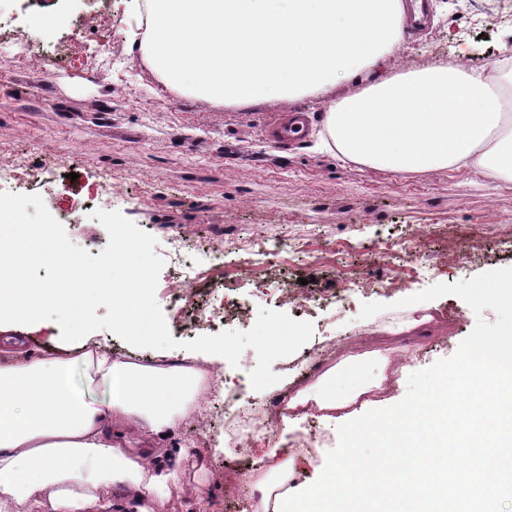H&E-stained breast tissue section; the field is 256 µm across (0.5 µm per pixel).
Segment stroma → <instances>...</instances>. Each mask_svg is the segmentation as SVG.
<instances>
[{"mask_svg":"<svg viewBox=\"0 0 512 512\" xmlns=\"http://www.w3.org/2000/svg\"><path fill=\"white\" fill-rule=\"evenodd\" d=\"M427 22L404 35L378 69L358 85L403 69L460 64L496 69L512 53V0H422ZM50 30L28 18L32 48L20 57L0 32V165L33 170L11 192L40 195L72 243L96 256L108 243L87 208L120 212L158 240L224 254L223 321L200 319L191 298L173 301L182 280L166 263L156 289L174 340L249 330L259 308L312 322L311 338L277 359L278 383L254 390L257 354L238 364L202 353L223 395L200 418L182 423L165 442L175 474L169 499L150 512H255L253 474L270 448L290 455L295 485L305 490L334 469L377 462L382 451L363 432L380 414L430 392L447 394L440 371L466 362L476 341L512 325V306L474 298L472 289L512 271V181L492 180L470 166L420 174L380 171L322 149L323 101L305 97L227 107L171 85L147 63L138 21L144 0H48ZM51 56L50 74L41 59ZM305 112L310 130L283 147L266 124ZM112 194L99 195L103 176ZM51 321L0 330L27 350L75 351ZM401 358L394 381L381 377L371 352ZM357 355L346 363L348 355ZM336 399L360 388L366 400L346 419L321 412L277 422L250 447H234L224 426L236 407L270 405L315 387L323 375ZM313 450L298 452L302 438Z\"/></svg>","mask_w":512,"mask_h":512,"instance_id":"1","label":"stroma"}]
</instances>
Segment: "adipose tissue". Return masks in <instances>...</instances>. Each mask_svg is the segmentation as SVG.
<instances>
[{"mask_svg": "<svg viewBox=\"0 0 512 512\" xmlns=\"http://www.w3.org/2000/svg\"><path fill=\"white\" fill-rule=\"evenodd\" d=\"M403 0H151L143 49L152 67L199 98L228 106L322 98L327 145L379 170L421 173L469 165L512 180V69L496 79L463 66L409 69L355 88L400 44ZM87 386L110 401L75 398L69 359L0 353V512H119L99 496L162 497L173 475L161 448L201 412L204 374L142 365L101 346L77 359ZM481 386L485 408L422 396L368 429L387 449L366 484L317 488L308 512H503L512 504V329L479 339L449 374ZM495 449L488 458L487 449ZM291 459L270 464L257 512H291Z\"/></svg>", "mask_w": 512, "mask_h": 512, "instance_id": "adipose-tissue-1", "label": "adipose tissue"}]
</instances>
